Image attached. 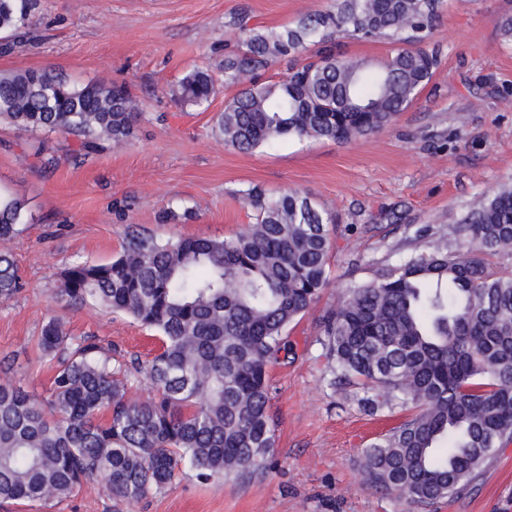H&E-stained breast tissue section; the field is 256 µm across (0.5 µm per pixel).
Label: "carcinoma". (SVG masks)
<instances>
[{"label": "carcinoma", "instance_id": "carcinoma-1", "mask_svg": "<svg viewBox=\"0 0 512 512\" xmlns=\"http://www.w3.org/2000/svg\"><path fill=\"white\" fill-rule=\"evenodd\" d=\"M38 0H0V53L20 43ZM440 0H337L278 30L235 14L224 85L237 91L217 114L224 145L249 153L285 138L357 141L389 128L440 65L423 47ZM340 34L399 45L371 69L336 49ZM311 45L316 53L301 61ZM285 60L277 82L261 72ZM217 92L207 68L169 88L182 108ZM142 116L123 84L75 86L51 70L0 72V123L29 132L128 143ZM251 211L246 231L224 239L158 241L131 233L109 263L63 271L56 300L92 299L158 335L141 363L112 359L91 336L47 320L38 347L53 371L37 396L0 385V501L32 507L63 501L84 482L111 500L144 499L187 465L202 482L266 473L275 428L269 368L288 358L285 332L329 285L336 215L298 190H238ZM24 203L0 194V241L22 232ZM466 246L424 227L429 241L396 265L347 289L320 323L334 382L364 390L374 412H414L362 450L374 488L409 504L464 494L512 442V273L487 257L512 252V186L482 198L461 220ZM24 284L0 251V300ZM146 383L150 393L133 390Z\"/></svg>", "mask_w": 512, "mask_h": 512}]
</instances>
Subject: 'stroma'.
<instances>
[{
    "label": "stroma",
    "instance_id": "1",
    "mask_svg": "<svg viewBox=\"0 0 512 512\" xmlns=\"http://www.w3.org/2000/svg\"><path fill=\"white\" fill-rule=\"evenodd\" d=\"M336 0H41L26 22L25 47L0 54L1 71L51 69L70 82L129 86L145 116L132 143L74 157V136L53 134L51 170L30 156L35 136L0 124V191L25 204L24 231L6 242L26 282L0 302V383L34 393L52 371L37 348L47 317L73 336H93L126 357L147 358L152 332L95 302L55 303L60 273L77 262L111 261L128 232L148 237L233 236L251 224L236 198L252 183L293 188L335 213L330 285L288 328L294 353L270 370L277 467L269 473L202 482L177 473L163 492L115 504L87 483L71 498L35 512H512V442L500 448L463 497L409 506L370 488L361 451L408 414L398 405L368 415L356 386L331 387L318 320L347 286L398 263L416 230L432 226L452 246L459 219L485 194L512 185V0H441L428 41L441 64L417 101L388 130L341 144L284 139L242 153L212 132L230 93L208 108L181 110L167 90L196 67L223 81L230 17L278 28L306 12L335 10ZM194 216L162 224L166 207Z\"/></svg>",
    "mask_w": 512,
    "mask_h": 512
}]
</instances>
